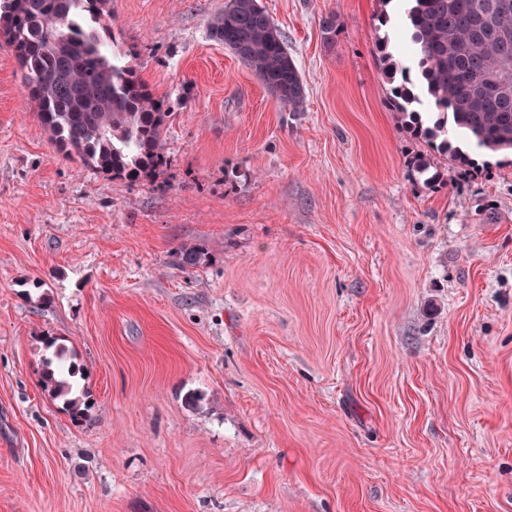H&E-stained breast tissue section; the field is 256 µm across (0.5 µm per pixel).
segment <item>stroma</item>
I'll return each instance as SVG.
<instances>
[{"label": "stroma", "mask_w": 512, "mask_h": 512, "mask_svg": "<svg viewBox=\"0 0 512 512\" xmlns=\"http://www.w3.org/2000/svg\"><path fill=\"white\" fill-rule=\"evenodd\" d=\"M262 2L300 110L211 38L224 0H110L173 112L133 181L56 150L0 42V512H512V155L463 177L406 137L393 6ZM411 163L414 170L421 176L430 173L431 169L434 170L431 175L426 177L423 181L426 187L436 189L447 183V179L444 177L445 174L435 165L431 158L423 154H415L411 159ZM80 368L74 363L66 364L60 361L55 369L51 368L50 362H46L43 370V383L44 390L48 391L49 395L54 399H63L66 405V410L75 418L79 419L85 414L88 405L86 404V397L83 393L74 398H67L71 393L72 386L68 378L74 377L79 373Z\"/></svg>", "instance_id": "stroma-1"}]
</instances>
